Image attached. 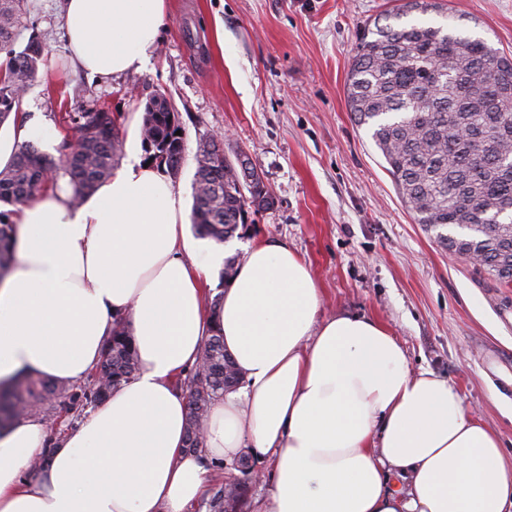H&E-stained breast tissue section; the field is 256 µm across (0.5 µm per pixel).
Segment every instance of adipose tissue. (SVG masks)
<instances>
[{"label":"adipose tissue","instance_id":"ef3b65f1","mask_svg":"<svg viewBox=\"0 0 512 512\" xmlns=\"http://www.w3.org/2000/svg\"><path fill=\"white\" fill-rule=\"evenodd\" d=\"M166 19L165 0H65L61 16L71 60L101 80L142 72ZM71 195L48 190L13 217L0 382L83 383L119 317L139 366L61 438L33 416L0 429V512H186L213 464L246 454L271 464L264 512H512L499 434L448 379L412 371L375 319L321 317L287 245L246 246L214 306L224 249L188 235L184 201L156 169L135 159L80 204ZM215 332L245 385L212 405L197 454L176 382Z\"/></svg>","mask_w":512,"mask_h":512}]
</instances>
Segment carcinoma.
<instances>
[{
  "label": "carcinoma",
  "instance_id": "1",
  "mask_svg": "<svg viewBox=\"0 0 512 512\" xmlns=\"http://www.w3.org/2000/svg\"><path fill=\"white\" fill-rule=\"evenodd\" d=\"M27 0H0V125L18 110V87L33 81L43 61L34 36L17 43L26 23ZM354 121L372 129L387 171L417 223L427 227L470 224L471 240L444 238L448 249L475 259L499 280H512V221L487 223L489 213L512 209V57L482 39L462 37L442 26L374 23L356 46L345 85ZM172 105L162 95L144 109L142 142L152 146L148 162L165 173L181 166L185 135L180 116L170 121ZM70 123L83 140L84 152L64 154V169L81 201L112 176L121 141L112 113L100 109L74 112ZM193 181L192 220L197 231L218 242L245 223L239 189L244 172L224 166V142L198 145ZM50 159L29 143L0 170V275L12 261L13 208L47 183ZM253 198L270 206L274 198L255 170ZM224 339L208 337L192 371L181 382L187 398L186 448L201 447L211 406L224 397V383L240 377L225 361ZM138 354L124 321H115L92 384L71 388L63 382L26 374L9 388L0 387V426L25 414L52 422L77 405L101 403L132 379ZM242 477L216 480L201 507L206 512H241L245 482L253 470L241 459Z\"/></svg>",
  "mask_w": 512,
  "mask_h": 512
}]
</instances>
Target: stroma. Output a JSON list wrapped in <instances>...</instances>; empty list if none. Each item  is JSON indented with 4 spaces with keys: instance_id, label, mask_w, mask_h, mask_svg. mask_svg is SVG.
Listing matches in <instances>:
<instances>
[{
    "instance_id": "1",
    "label": "stroma",
    "mask_w": 512,
    "mask_h": 512,
    "mask_svg": "<svg viewBox=\"0 0 512 512\" xmlns=\"http://www.w3.org/2000/svg\"><path fill=\"white\" fill-rule=\"evenodd\" d=\"M403 0H166L168 19L149 68L108 82L75 70L60 28L61 0H29V31L44 60L19 109L53 130L33 145L61 170L75 135L68 113L104 109L120 129L119 164L146 159V102L166 96L185 129L172 183L192 203L196 150L213 136L245 151L276 203L224 241H279L309 265L321 314L359 313L402 343L412 370L449 379L466 408L500 433L512 454V285L477 272L415 222L368 126L357 125L345 84L357 34ZM411 23L455 25L512 54V0H439Z\"/></svg>"
}]
</instances>
